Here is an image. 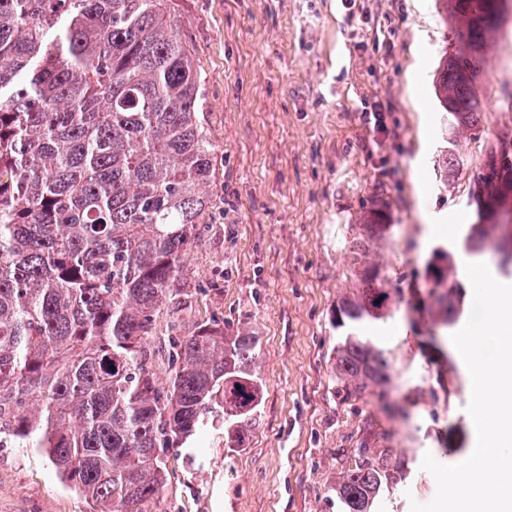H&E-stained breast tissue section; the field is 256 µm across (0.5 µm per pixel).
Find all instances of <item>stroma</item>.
<instances>
[{
  "label": "stroma",
  "mask_w": 512,
  "mask_h": 512,
  "mask_svg": "<svg viewBox=\"0 0 512 512\" xmlns=\"http://www.w3.org/2000/svg\"><path fill=\"white\" fill-rule=\"evenodd\" d=\"M358 2L371 21L347 17L340 0H168L201 75L216 183L214 206L195 229L185 293L156 316L152 369L167 382L172 338L228 323L258 339L264 396L245 447L225 448L215 431L203 454L167 449L169 476L147 512H325L370 427L371 453L388 448L408 464L378 512H411L437 491L424 455L455 465L475 445L470 374L449 346L432 343L428 316L403 302L367 331L389 359V399L404 410L395 417L374 397L352 405L338 397L334 319L358 285L349 246L379 183L395 226L368 263L408 289L422 284L431 250L442 246L466 280L471 178L486 146L512 134V14L477 76L483 135L459 133L463 166L449 184L436 172L444 141L433 80L456 31L436 0ZM378 100L387 108L383 134L363 113ZM0 512L90 507L42 454L0 447Z\"/></svg>",
  "instance_id": "stroma-1"
}]
</instances>
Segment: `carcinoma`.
<instances>
[{
	"instance_id": "carcinoma-1",
	"label": "carcinoma",
	"mask_w": 512,
	"mask_h": 512,
	"mask_svg": "<svg viewBox=\"0 0 512 512\" xmlns=\"http://www.w3.org/2000/svg\"><path fill=\"white\" fill-rule=\"evenodd\" d=\"M512 0H437L464 23L444 53L435 96L448 129L481 132L483 105L468 75L497 42ZM200 76L167 0H0V447L46 456L93 512H144L169 476L164 449L216 425L242 448L264 387L256 337L203 322L171 343L158 384L146 340L158 309L181 293L196 225L212 206L214 148L200 116ZM435 163L460 172L454 140ZM476 221L466 250L497 235L491 205L512 202V151L473 176ZM349 252L360 286L336 307L338 392L384 394L389 363L366 335L402 300L366 262L393 231L389 198L364 200ZM452 254L433 249L426 283L434 322L457 316L464 285ZM404 464L358 445L329 508L371 512Z\"/></svg>"
}]
</instances>
